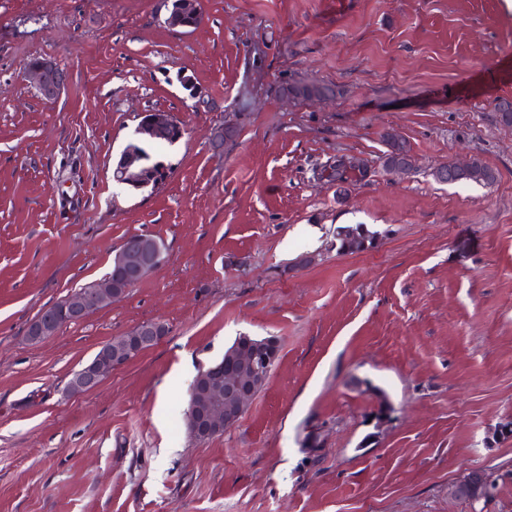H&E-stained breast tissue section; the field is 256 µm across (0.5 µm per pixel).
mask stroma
<instances>
[{
    "label": "stroma",
    "mask_w": 512,
    "mask_h": 512,
    "mask_svg": "<svg viewBox=\"0 0 512 512\" xmlns=\"http://www.w3.org/2000/svg\"><path fill=\"white\" fill-rule=\"evenodd\" d=\"M171 3L0 0V512H512V0H201L188 30ZM36 57L67 74L54 102L21 78ZM292 82L333 93L293 104ZM158 110L186 134L129 191L113 164ZM389 133L411 174L380 166ZM341 157L369 170L340 188ZM469 158L494 182L435 180ZM358 224L374 247L338 253ZM145 233L155 272L28 339ZM151 320L161 342L67 396ZM244 334L279 359L196 441L189 386ZM474 469L491 495L453 496Z\"/></svg>",
    "instance_id": "stroma-1"
}]
</instances>
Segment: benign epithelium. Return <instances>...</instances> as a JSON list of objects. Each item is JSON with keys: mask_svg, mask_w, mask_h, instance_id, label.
I'll return each mask as SVG.
<instances>
[{"mask_svg": "<svg viewBox=\"0 0 512 512\" xmlns=\"http://www.w3.org/2000/svg\"><path fill=\"white\" fill-rule=\"evenodd\" d=\"M201 21L200 0H174V10L169 24L175 28H193ZM24 75L43 99L55 100L63 91L67 77L56 62L33 59L24 67ZM181 128L180 121L171 112H147L137 126L136 134L143 139H165L173 129ZM382 164L394 174H406L413 169V155L398 146L389 149ZM452 169L463 176L481 180L486 172L477 167L475 160L451 162ZM158 174L139 165L134 148L126 150L122 165L113 170V179L125 186L150 184ZM164 261V252L157 239L142 234L122 246L116 253L112 266L118 278L94 281L86 290L71 294L57 306L45 308L28 327V334L42 340L58 333L62 319L79 320L87 313L99 309L107 302L122 299L130 284L154 272ZM166 336L165 325L158 321L142 324L140 333L127 334L105 345L106 352L96 364L90 365L69 386V394L80 395L95 389L104 374L117 369L144 350L157 345ZM280 356V343L274 338L254 341L241 337V344L232 351L237 367L210 370L203 380L192 386L193 399L190 414L198 433L229 429L235 426L246 412L251 398L266 385L271 369ZM495 486L492 474L482 470L472 471L462 489L471 498L491 494Z\"/></svg>", "mask_w": 512, "mask_h": 512, "instance_id": "7a95c632", "label": "benign epithelium"}]
</instances>
